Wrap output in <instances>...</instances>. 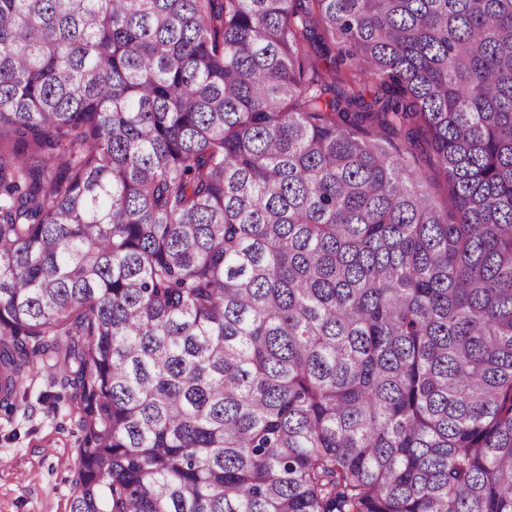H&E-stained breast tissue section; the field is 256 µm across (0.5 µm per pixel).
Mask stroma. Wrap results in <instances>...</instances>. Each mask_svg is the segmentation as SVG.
I'll use <instances>...</instances> for the list:
<instances>
[{"instance_id":"obj_1","label":"stroma","mask_w":512,"mask_h":512,"mask_svg":"<svg viewBox=\"0 0 512 512\" xmlns=\"http://www.w3.org/2000/svg\"><path fill=\"white\" fill-rule=\"evenodd\" d=\"M82 434L51 359L37 360L0 407V512H71Z\"/></svg>"}]
</instances>
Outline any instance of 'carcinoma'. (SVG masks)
<instances>
[{
  "label": "carcinoma",
  "instance_id": "obj_1",
  "mask_svg": "<svg viewBox=\"0 0 512 512\" xmlns=\"http://www.w3.org/2000/svg\"><path fill=\"white\" fill-rule=\"evenodd\" d=\"M37 356L72 512H512V0H0Z\"/></svg>",
  "mask_w": 512,
  "mask_h": 512
}]
</instances>
